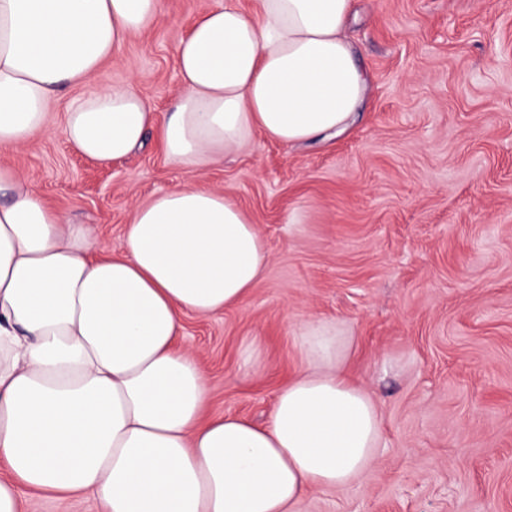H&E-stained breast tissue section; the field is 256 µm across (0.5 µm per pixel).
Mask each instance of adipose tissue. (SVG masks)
I'll return each mask as SVG.
<instances>
[{
    "label": "adipose tissue",
    "mask_w": 512,
    "mask_h": 512,
    "mask_svg": "<svg viewBox=\"0 0 512 512\" xmlns=\"http://www.w3.org/2000/svg\"><path fill=\"white\" fill-rule=\"evenodd\" d=\"M353 0H225L178 44L180 90L157 114L133 84L91 78L162 0H0V151L50 131L108 165L148 131L193 174L249 147L345 130L369 94L345 35ZM265 243L230 196L185 184L136 207L122 254L43 202L0 163V512L22 493L84 497L102 512H298L313 487L345 489L383 443L376 398L352 383L334 325L299 334L304 365L268 425L206 417L208 378L182 318L243 301Z\"/></svg>",
    "instance_id": "1"
}]
</instances>
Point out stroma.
<instances>
[{
  "label": "stroma",
  "mask_w": 512,
  "mask_h": 512,
  "mask_svg": "<svg viewBox=\"0 0 512 512\" xmlns=\"http://www.w3.org/2000/svg\"><path fill=\"white\" fill-rule=\"evenodd\" d=\"M223 2L163 0L95 83H135L166 112L180 38ZM346 34L372 86L348 132L295 147L258 134L194 177L247 211L269 257L242 303L183 318L205 413L267 424L304 361L298 325L330 322L381 403L384 446L365 478L309 490L300 512H512V0H355ZM80 92L6 160L117 255L134 207L187 175L151 140L109 165L73 151L60 129Z\"/></svg>",
  "instance_id": "stroma-1"
}]
</instances>
